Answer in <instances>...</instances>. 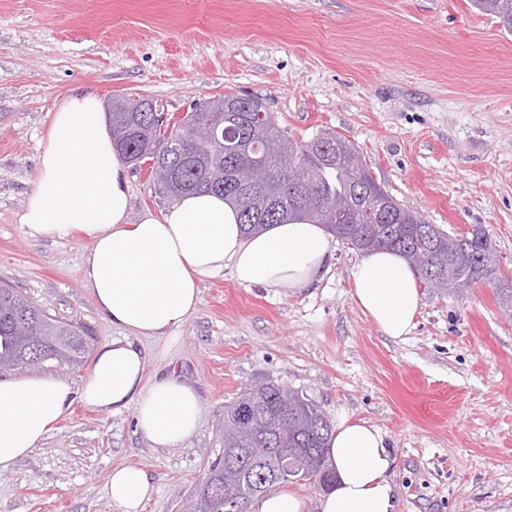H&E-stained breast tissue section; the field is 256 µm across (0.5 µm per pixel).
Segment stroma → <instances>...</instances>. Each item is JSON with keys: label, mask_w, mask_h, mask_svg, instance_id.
Returning a JSON list of instances; mask_svg holds the SVG:
<instances>
[{"label": "stroma", "mask_w": 512, "mask_h": 512, "mask_svg": "<svg viewBox=\"0 0 512 512\" xmlns=\"http://www.w3.org/2000/svg\"><path fill=\"white\" fill-rule=\"evenodd\" d=\"M146 98L169 117L247 92L298 140L346 136L376 180L452 235L481 225L512 270V32L469 0H0V287L53 318L118 330L83 279L90 240L33 238L20 224L55 107L71 93ZM131 217L165 210L146 170L128 169ZM359 251L336 243L312 285L200 284L171 338L143 340L148 376L198 392L195 435L155 448L133 410L74 402L46 439L0 473V512H119L113 467L142 466L143 512H183L224 447V411L271 378L331 423L366 421L395 460L396 512H512V316L479 283L420 289L406 340L357 307Z\"/></svg>", "instance_id": "35a3bbf8"}]
</instances>
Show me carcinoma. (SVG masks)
<instances>
[{
    "mask_svg": "<svg viewBox=\"0 0 512 512\" xmlns=\"http://www.w3.org/2000/svg\"><path fill=\"white\" fill-rule=\"evenodd\" d=\"M472 5L479 12L498 18L503 29L512 32V0H472ZM252 99L248 94L222 97L224 106L242 123L217 141L196 138L187 126L175 129L186 142L187 152L182 160L170 165L167 180L154 182L158 198L172 203L198 191L221 194L237 205L247 234L267 224L303 217L323 225L333 237L357 251L390 248L405 258L415 251L429 252L434 259L432 272L419 276V280L424 287L438 292L457 289L461 280L473 285L498 278L499 263L482 227L451 236L406 207L402 208L401 224L373 223L376 204L388 190L375 181L360 151L334 131L325 130L309 141H298L279 127L270 112L259 128L245 109ZM112 117V139L129 164L165 160L169 139L156 123L152 101L141 98L132 103L131 111L114 112ZM269 136L284 141L286 152L268 153L265 140ZM239 140L248 142L247 152L238 156L240 163L262 165L272 183L291 170L295 177L313 182L323 202L342 204L344 215L329 218L312 207L297 204L287 184L281 187L280 198L270 204L243 202L229 187L231 177L226 168L228 146ZM92 341L86 328L53 319L17 290L0 288V358H8L16 366L35 365L37 355L43 363L67 360L79 364ZM282 389L284 385L272 379L257 381L226 407L224 422H236L240 430L233 440L224 442V455L212 462L204 480L196 485L199 512H239L240 495L248 493L255 500L271 492L277 484H260L257 471L276 465V454L283 448L298 452L302 480L316 478L323 491L331 485L334 472L325 441L332 425L315 402L294 393L298 411L288 416L286 433L250 419L242 420V412L252 408L270 418L278 415Z\"/></svg>",
    "mask_w": 512,
    "mask_h": 512,
    "instance_id": "carcinoma-1",
    "label": "carcinoma"
}]
</instances>
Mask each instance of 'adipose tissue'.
Instances as JSON below:
<instances>
[{
  "mask_svg": "<svg viewBox=\"0 0 512 512\" xmlns=\"http://www.w3.org/2000/svg\"><path fill=\"white\" fill-rule=\"evenodd\" d=\"M128 190L99 98L69 96L52 115L39 177L19 221L33 237L82 234L91 240L85 283L120 334L97 349L80 387L50 375L0 381V472L27 457L77 400L106 414L134 408L136 428L153 447L187 441L202 416L200 398L176 375L147 380L139 339L183 325L198 307L200 281L224 268L243 284L288 289L309 286L327 269L333 246L321 225L287 221L247 235L234 207L206 192L134 222ZM350 278L356 304L383 334L409 336L419 292L404 258L368 252ZM328 445L336 482L320 499V512H394L388 478L394 460L381 430L344 420ZM106 491L120 512H142L154 487L142 468L120 465Z\"/></svg>",
  "mask_w": 512,
  "mask_h": 512,
  "instance_id": "obj_1",
  "label": "adipose tissue"
}]
</instances>
